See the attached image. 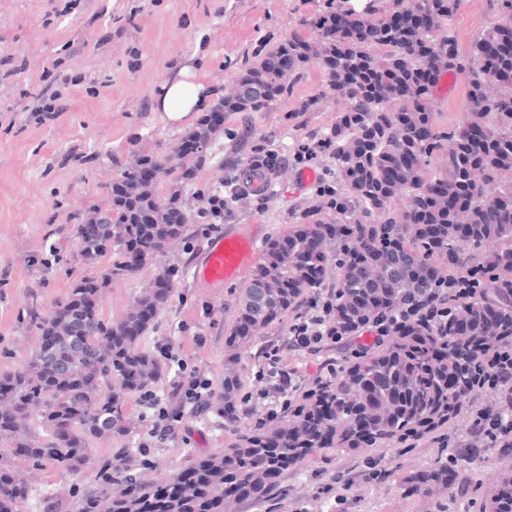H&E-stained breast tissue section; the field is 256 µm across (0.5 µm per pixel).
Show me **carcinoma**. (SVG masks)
Wrapping results in <instances>:
<instances>
[{
  "label": "carcinoma",
  "mask_w": 512,
  "mask_h": 512,
  "mask_svg": "<svg viewBox=\"0 0 512 512\" xmlns=\"http://www.w3.org/2000/svg\"><path fill=\"white\" fill-rule=\"evenodd\" d=\"M465 0H393L382 13L369 2L358 16L329 9L295 33L265 45L240 75L248 90L235 101L218 99L224 112L269 109L312 66L326 78L324 95L345 104L317 139L334 179L322 194L334 220L305 214L304 222L269 239L265 261L241 289L229 344L239 345L287 314L321 299L328 304L327 336L378 337L352 349L346 363L319 384V409L310 393L288 406L287 423L238 435L224 452L197 458L165 479L156 494L131 449L97 458L94 482L66 500L53 495L42 512H228L230 504L261 506L284 491L286 463L299 466L318 450L407 454L424 442L488 448L480 427L498 411L512 410V383L500 362L512 359V0H491L496 19L460 51L453 17ZM440 69L469 87L467 112L444 126L432 112L433 86L418 75ZM221 131L207 118L185 139L199 161ZM135 151L109 185L107 198L77 225L89 262L116 250L122 261L83 279L48 317L31 308L41 344L20 369L0 372V440L13 441L12 459L0 457V512H23L32 488L16 464L55 465L78 472L91 459L90 443L123 439L131 425L126 399L157 383L164 365L139 346L168 300L179 267L167 266L153 288L121 319L102 316L99 301L112 277L132 275L185 238L192 219L181 201L180 173L160 198L142 179L147 168L178 169L175 155ZM481 181H471L472 172ZM336 286L323 292L325 279ZM482 347L474 390L448 385L460 352ZM241 382L224 377L223 407L235 404ZM44 431L43 440L34 435ZM452 458L409 469L393 462L406 503L437 488L453 497L458 481ZM512 498V475L497 481L480 512H503Z\"/></svg>",
  "instance_id": "carcinoma-1"
}]
</instances>
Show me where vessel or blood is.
Masks as SVG:
<instances>
[{"instance_id":"vessel-or-blood-1","label":"vessel or blood","mask_w":512,"mask_h":512,"mask_svg":"<svg viewBox=\"0 0 512 512\" xmlns=\"http://www.w3.org/2000/svg\"><path fill=\"white\" fill-rule=\"evenodd\" d=\"M272 176L262 165L247 164L241 169L238 190L253 194L265 191ZM258 237L254 230H243L215 238L192 272L197 285L220 288L243 280L257 259Z\"/></svg>"}]
</instances>
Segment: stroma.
Listing matches in <instances>:
<instances>
[{
  "label": "stroma",
  "mask_w": 512,
  "mask_h": 512,
  "mask_svg": "<svg viewBox=\"0 0 512 512\" xmlns=\"http://www.w3.org/2000/svg\"><path fill=\"white\" fill-rule=\"evenodd\" d=\"M328 1L0 0V371L21 368L38 347L31 306L49 315L77 282L119 262L115 254L86 263L75 229L104 201L108 183L132 151L164 156L181 140L183 129L154 109L173 71L190 66L211 98L224 96L262 42L298 32L300 20L321 14ZM322 89L323 77L312 67L270 109L225 113L223 134L183 186V201L194 216L185 239L159 263L114 278L103 295L101 314L120 319L162 266H179L167 303L140 341L164 357L167 369L154 390L170 410H179L177 389L191 375L209 381L219 395L228 367H235L240 398H256L267 386L268 353H276L281 365L296 367L305 387L322 376L326 360L349 354L330 343L320 353L296 356L288 347L293 319L287 316L240 344L235 359L227 360L241 286L202 288L192 279L213 235L257 224L269 238L321 204L315 189L294 192L292 175L310 167L321 178L329 176L324 154L297 155L299 145L330 127L341 110L322 97ZM42 97L50 99L52 111H38ZM313 97L315 111L299 113L301 102ZM265 148L285 162L271 191L229 203L223 223L208 229L199 216L207 195ZM125 413L132 421L130 435L94 441L93 456L123 444L136 458L152 462L161 478L197 456L223 452L241 428L211 409L188 412L175 436L159 441L151 435L150 411L136 397L127 398ZM489 455L492 466L459 502L436 496L419 500L411 511L398 496L395 479L367 477L364 456L320 450L314 460L288 470L284 496L241 512H474L499 473H512V453L495 448ZM94 475L91 463L77 474L52 465L34 471L24 512H40L41 496L67 494Z\"/></svg>",
  "instance_id": "stroma-1"
}]
</instances>
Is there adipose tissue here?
Wrapping results in <instances>:
<instances>
[{
  "mask_svg": "<svg viewBox=\"0 0 512 512\" xmlns=\"http://www.w3.org/2000/svg\"><path fill=\"white\" fill-rule=\"evenodd\" d=\"M208 92L204 83L196 80L189 67L176 70L163 88L155 103L170 123L182 125L207 106Z\"/></svg>",
  "mask_w": 512,
  "mask_h": 512,
  "instance_id": "obj_1",
  "label": "adipose tissue"
}]
</instances>
